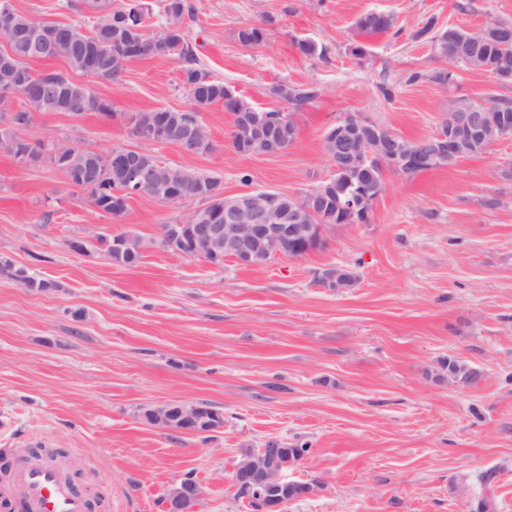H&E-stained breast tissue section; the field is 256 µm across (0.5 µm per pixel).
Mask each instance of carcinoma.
Listing matches in <instances>:
<instances>
[{
	"mask_svg": "<svg viewBox=\"0 0 512 512\" xmlns=\"http://www.w3.org/2000/svg\"><path fill=\"white\" fill-rule=\"evenodd\" d=\"M91 6L98 12L106 14L109 22L106 26H97L90 33L73 24L45 22L43 26L54 35L52 48L47 59H63L73 71L86 73L94 68L98 78L110 80L118 76L125 66L134 60L151 56L168 57L182 62L183 86L194 104L197 113L211 105H221L224 111L234 113L237 104L241 103L253 112L281 116L284 129L290 133L287 144H293L297 135V126L292 112L300 110L313 102L319 93L314 86L291 87L286 103L290 111L283 109L265 110L256 107L251 101L241 96L232 86L221 81L212 80L197 67V58L192 46L186 41L182 23L187 16H192V6L186 0H165L164 11L166 21L160 31L150 34L146 31L145 4L142 0H120L117 5L112 0H92ZM396 26V18L387 13L382 17L374 11L360 15L354 27L360 35H377L387 33ZM431 35V42L437 57L448 64L431 74L423 75L413 72L408 82H417L422 78L441 85H448L455 79L453 68L464 64L471 69L484 70V58H489L494 67L512 73V37L497 43H489L479 32L450 26L445 30H434V22H428L416 34L422 38ZM239 42L245 47H252L265 41L266 30L258 25L244 27L237 34ZM467 38L472 44L470 58L462 62L456 59V42ZM59 87L66 96L77 98L86 89L84 83L76 81L66 74L57 73ZM46 78L43 71L28 70L27 87L20 96L21 112H52V97L45 95ZM455 110L478 109L493 115L505 113L512 120V99L490 94L477 97L458 99L452 105ZM97 185L94 191L108 201V207H120L124 212L131 199L134 184L99 172L95 177ZM335 185L331 201L327 205L326 216L333 218L337 224H367L370 213L366 206L359 205L361 194L371 187L366 174L357 171H343L333 175ZM442 369L448 371V381L457 385L471 386L475 384L480 373L473 365L450 359L442 362Z\"/></svg>",
	"mask_w": 512,
	"mask_h": 512,
	"instance_id": "cac0c4a2",
	"label": "carcinoma"
}]
</instances>
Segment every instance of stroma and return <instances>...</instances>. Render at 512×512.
I'll list each match as a JSON object with an SVG mask.
<instances>
[{
	"label": "stroma",
	"instance_id": "35a3bbf8",
	"mask_svg": "<svg viewBox=\"0 0 512 512\" xmlns=\"http://www.w3.org/2000/svg\"><path fill=\"white\" fill-rule=\"evenodd\" d=\"M188 2L195 19L185 37L213 78L266 108L279 104L273 85L320 90L297 111V139L281 154L235 152L233 119L220 105L201 113L210 153L154 146L163 162L219 176L229 196L317 185L332 172L324 132L345 113L416 140L433 136L458 98H512V84L464 66L451 85L428 81L443 63L417 35L430 20L472 32L512 22V0ZM12 4L86 32L98 21L84 0ZM370 10L394 14L398 33L360 37L354 23ZM251 25L267 37L246 47L237 33ZM301 40L325 56L303 55ZM357 42L365 56L351 54ZM415 71L424 80L409 82ZM93 86L113 117L38 112L22 137L126 147L128 113L192 107L177 61H135ZM384 178L369 223L336 225L309 254L247 267L155 247L162 225L191 203L136 197L122 216L98 214L49 159L25 165L0 153V257L51 283L37 290L0 275V465L31 452L53 458L92 512H165L189 475L204 492L199 512H254L237 496L234 471L244 449L277 440L308 446L288 475L322 486L285 512H473L485 497L494 512H512V139ZM489 196L498 206H484ZM128 231L150 243L133 267L92 243L70 247ZM336 266L357 283H323ZM450 358L483 378L469 388L448 382L441 364ZM197 401L223 411V428L172 433L141 417ZM489 470L491 483L481 484Z\"/></svg>",
	"mask_w": 512,
	"mask_h": 512
}]
</instances>
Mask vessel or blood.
Wrapping results in <instances>:
<instances>
[{
    "label": "vessel or blood",
    "mask_w": 512,
    "mask_h": 512,
    "mask_svg": "<svg viewBox=\"0 0 512 512\" xmlns=\"http://www.w3.org/2000/svg\"><path fill=\"white\" fill-rule=\"evenodd\" d=\"M22 512H89L87 497L51 463L24 464L0 486V505Z\"/></svg>",
    "instance_id": "obj_1"
}]
</instances>
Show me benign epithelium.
Listing matches in <instances>:
<instances>
[{"mask_svg":"<svg viewBox=\"0 0 512 512\" xmlns=\"http://www.w3.org/2000/svg\"><path fill=\"white\" fill-rule=\"evenodd\" d=\"M25 40L28 51L38 54L45 51L40 29L25 33L15 29L8 13L0 14V38ZM25 59L8 51L0 55V76L11 87L19 90L25 86ZM237 142L262 155H276L282 151L281 127L255 112L245 109L234 114ZM336 138L323 136V151L333 171L337 162L351 167H381L383 171L401 170L405 161L413 159L420 165L437 163L449 158H462L463 151L475 142L489 148L495 144L490 132L498 130L499 139L512 137V124L503 118L489 120L484 112H450L441 122L438 133L427 144L410 146L397 142L398 136L383 125L361 113H346L336 120ZM178 132L172 144L186 154H195L202 138L204 124L190 121L181 111L165 113L157 123L153 117L135 119L133 139L142 144H158L167 136V130ZM61 170L73 182L83 177L88 163L107 161L122 175L134 182L135 192L165 203L191 200V195L207 196L212 189L200 181H173L174 166L161 162L158 157L140 146L124 147L103 152L95 147L70 148V144L57 142L52 146ZM331 184L323 180L300 196L277 191L246 192L224 197V216L212 215L201 207L194 208L176 224H164L156 244L169 255L179 259L197 257L231 258L241 265L261 266L280 255L300 257L319 248L329 224H318L315 219L324 216L328 189ZM147 242L132 233L113 236L111 249L105 252L110 260L122 255L141 254ZM148 423L174 433H207L209 409L197 403L165 404L149 408ZM285 449L277 442H270L242 459L234 472L238 486H259L265 489L262 504L264 512H284L288 502L317 494L321 485L317 480L289 481L285 472L292 463L282 460ZM203 491L196 483L176 486L167 499V512H198Z\"/></svg>","mask_w":512,"mask_h":512,"instance_id":"1","label":"benign epithelium"}]
</instances>
